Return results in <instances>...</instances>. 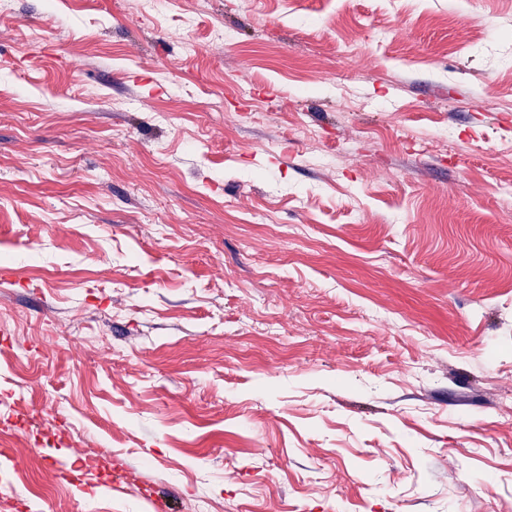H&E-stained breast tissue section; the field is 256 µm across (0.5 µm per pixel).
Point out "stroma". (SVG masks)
Wrapping results in <instances>:
<instances>
[{"mask_svg":"<svg viewBox=\"0 0 512 512\" xmlns=\"http://www.w3.org/2000/svg\"><path fill=\"white\" fill-rule=\"evenodd\" d=\"M507 185L512 0H0V493L512 512Z\"/></svg>","mask_w":512,"mask_h":512,"instance_id":"1","label":"stroma"}]
</instances>
